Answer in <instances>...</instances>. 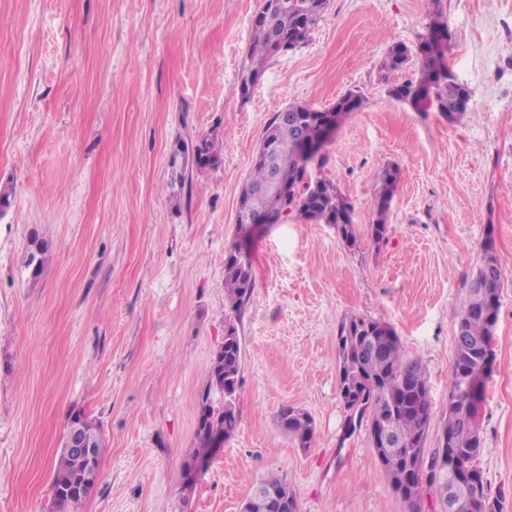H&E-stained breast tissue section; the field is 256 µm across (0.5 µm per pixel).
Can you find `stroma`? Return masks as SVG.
<instances>
[{
  "label": "stroma",
  "mask_w": 512,
  "mask_h": 512,
  "mask_svg": "<svg viewBox=\"0 0 512 512\" xmlns=\"http://www.w3.org/2000/svg\"><path fill=\"white\" fill-rule=\"evenodd\" d=\"M262 0H0V512H58L54 460L72 410L100 426V483L78 512H242L268 473L300 512H405L366 430L344 432L336 334L348 317L397 332L431 402L439 444L455 312L486 231L502 267L476 464L512 512V0H329L295 49L237 84ZM473 110L456 123L388 93L419 61L433 12ZM360 92L313 176L352 203L354 242L292 219L255 234L253 296L238 322L239 427L191 492L182 463L224 341V257L263 128L291 102ZM221 140L215 167L180 181L177 140ZM402 171L382 242L367 226L380 176ZM49 245L39 276L21 262ZM314 425L302 449L283 407ZM412 51L404 44H394L382 63L386 73L404 68L412 60ZM279 428L296 442L306 443L311 447L314 438L312 420L305 412L294 407H283L277 416Z\"/></svg>",
  "instance_id": "35a3bbf8"
}]
</instances>
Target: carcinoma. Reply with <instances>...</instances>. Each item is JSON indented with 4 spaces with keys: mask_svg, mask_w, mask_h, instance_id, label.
<instances>
[{
    "mask_svg": "<svg viewBox=\"0 0 512 512\" xmlns=\"http://www.w3.org/2000/svg\"><path fill=\"white\" fill-rule=\"evenodd\" d=\"M316 0H263L261 20L252 24V36L246 61L240 73L237 90L242 95L250 89L265 71L270 59L294 49L303 42L310 26L315 22L312 14ZM430 34L420 43V78L397 84L389 94L420 110L435 109L448 122L456 123L472 111L469 91L456 82L445 63V48L448 42V26L433 21ZM412 60V51L404 44L393 45L382 63V70L389 73L404 68ZM364 104L361 94L350 91L328 108L317 109L303 103H295L300 124L279 121L270 116L261 140L272 141L282 148L278 163V178L281 192L262 190L268 179L265 162H254L252 172L244 181L239 201L244 217L239 219V228L244 238L252 231L248 221L257 219H280L290 217L336 225L344 240H355V225L352 224V205L338 191L332 180L312 178L310 168L323 161L322 155L307 153L300 142L306 137L312 144L322 138L323 127L329 118L341 123L347 114L359 110ZM221 143L205 136L189 144L179 141L173 158L183 159V168L201 171L218 163ZM401 178L398 166L384 169L381 188L373 203L375 219L368 225V235L375 241L385 238L388 229V212L394 190ZM48 248L37 236L29 239L23 264L31 275L40 274L46 260ZM502 270L497 257L494 228L486 231L482 243V256L476 273L466 282V298L454 318V331L461 332L465 342L455 347V364L449 382L448 416L442 429L440 447L432 456L425 457V440L431 424V409L427 379L417 362L405 358L399 337L386 322L364 317H350L341 322L336 336L338 358V390L344 405L352 397H363L362 405L367 414L369 427H383L400 440V447L378 454V462L386 476L391 479L395 493H402L413 500L425 491L418 478L412 483L402 482L407 471L426 469L438 457L448 458V449L457 448L459 453L453 461L448 480L472 472L483 478L476 466L482 447L481 428L470 421L480 416L485 399L486 382L491 375L495 352L492 336L499 309V290ZM255 278L250 250L239 245L224 257V288L229 315L239 318L241 311L250 302L254 292ZM242 345L234 322H227L224 330V345L214 354L209 371L206 391L198 404L195 445L184 462L209 459L214 455L213 437L230 439L239 426L236 410V393L240 387ZM223 396L220 404L211 400L212 393ZM279 428L296 442L312 444L314 428L305 412L293 407H284L277 415ZM81 461L61 450L54 465L52 489L55 502L62 508L72 507V500L80 497L79 488L72 479L81 470ZM266 490L279 494L270 512H292L297 503L288 481L271 475L258 483ZM428 494L435 495L440 509L448 506V486L429 485ZM457 512H502L501 502L490 495L487 504L474 503L460 495L454 502Z\"/></svg>",
    "mask_w": 512,
    "mask_h": 512,
    "instance_id": "obj_1",
    "label": "carcinoma"
}]
</instances>
